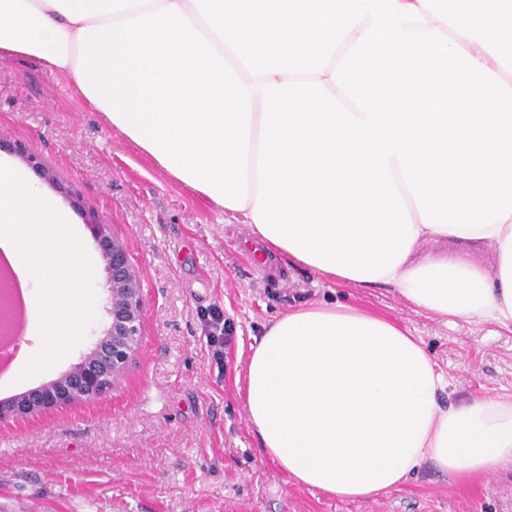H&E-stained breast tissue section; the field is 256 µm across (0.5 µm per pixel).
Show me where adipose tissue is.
Masks as SVG:
<instances>
[{
    "instance_id": "obj_1",
    "label": "adipose tissue",
    "mask_w": 512,
    "mask_h": 512,
    "mask_svg": "<svg viewBox=\"0 0 512 512\" xmlns=\"http://www.w3.org/2000/svg\"><path fill=\"white\" fill-rule=\"evenodd\" d=\"M512 86V0H400ZM30 58L72 79L112 129L170 178L232 218L264 255L295 262L253 224L262 85L329 74L251 77L193 0H0V59ZM392 178L416 237L381 284L435 317L512 327V218L450 234L422 224L397 158ZM448 376L395 320L310 302L255 338L243 400L264 455L293 482L358 500L423 464L480 480L512 466V398L443 403Z\"/></svg>"
}]
</instances>
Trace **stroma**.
<instances>
[{"label":"stroma","instance_id":"35a3bbf8","mask_svg":"<svg viewBox=\"0 0 512 512\" xmlns=\"http://www.w3.org/2000/svg\"><path fill=\"white\" fill-rule=\"evenodd\" d=\"M0 133L39 155L37 178L0 150L65 211L94 267L95 318L53 367L0 387V402L79 363L108 324L106 272L85 224L112 227L144 296L140 350L124 382L97 400L0 426V512H506L512 466L475 484L424 466L400 488L344 501L306 489L266 457L236 385L254 336L303 301L344 299L393 316L418 337L459 394L512 395V330L418 311L385 286L354 288L282 259L254 260L247 225L155 167L104 125L70 78L32 59L0 60ZM233 324L216 361L202 315Z\"/></svg>","mask_w":512,"mask_h":512}]
</instances>
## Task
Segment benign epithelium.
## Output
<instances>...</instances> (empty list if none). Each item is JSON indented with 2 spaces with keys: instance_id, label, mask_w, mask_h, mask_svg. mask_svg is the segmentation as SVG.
I'll return each mask as SVG.
<instances>
[{
  "instance_id": "obj_1",
  "label": "benign epithelium",
  "mask_w": 512,
  "mask_h": 512,
  "mask_svg": "<svg viewBox=\"0 0 512 512\" xmlns=\"http://www.w3.org/2000/svg\"><path fill=\"white\" fill-rule=\"evenodd\" d=\"M3 146L21 156L37 174L49 177L42 159L22 144L0 137V148ZM86 226L98 241L107 273L109 325L79 364L47 387L24 393L16 405L0 413V423L10 418H34L99 398L121 382L135 359L143 336V295L137 271L110 225L90 214Z\"/></svg>"
}]
</instances>
